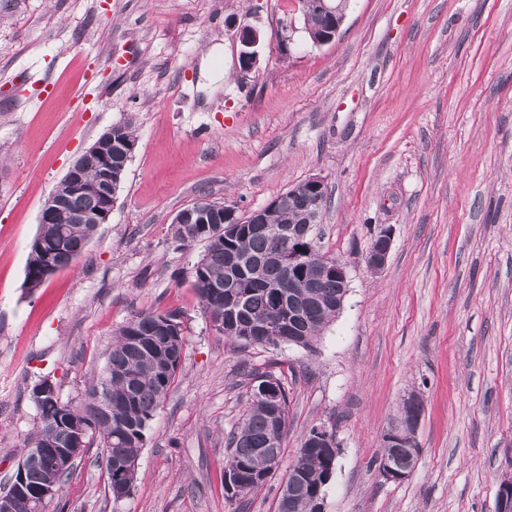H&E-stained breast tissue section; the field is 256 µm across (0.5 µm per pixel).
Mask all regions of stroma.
Masks as SVG:
<instances>
[{
    "label": "stroma",
    "mask_w": 512,
    "mask_h": 512,
    "mask_svg": "<svg viewBox=\"0 0 512 512\" xmlns=\"http://www.w3.org/2000/svg\"><path fill=\"white\" fill-rule=\"evenodd\" d=\"M244 24L261 34L249 74ZM218 42L215 85L201 64ZM127 121L138 146L109 223L28 291L43 202ZM312 176L314 243L347 266L344 307L313 349H240L191 286L204 243L176 248L171 222L204 197L243 218ZM174 308L187 346L130 494L113 501L93 447L45 512H235L225 440L250 368L288 392L283 465L313 424L335 428L325 512H495L512 472V0H352L320 47L299 0H0V490L36 426L35 382L78 397L123 323ZM413 393L421 454L388 482L375 460ZM238 38L240 43L238 55L239 68L244 73L252 72L259 64L257 46L260 43V33L251 25H242L239 29ZM392 245L390 229L382 228L373 237L366 254L367 266L372 271H381L388 260Z\"/></svg>",
    "instance_id": "35a3bbf8"
}]
</instances>
